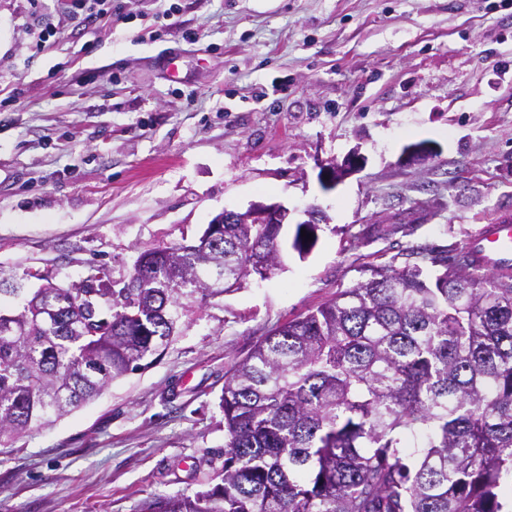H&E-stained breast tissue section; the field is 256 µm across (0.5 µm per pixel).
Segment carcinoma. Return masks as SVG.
<instances>
[{"label": "carcinoma", "instance_id": "cac0c4a2", "mask_svg": "<svg viewBox=\"0 0 512 512\" xmlns=\"http://www.w3.org/2000/svg\"><path fill=\"white\" fill-rule=\"evenodd\" d=\"M281 251L279 225L226 224L141 254L121 288L1 280L0 447L144 368ZM411 254L435 274L378 266L227 370L216 483L141 512H512V272Z\"/></svg>", "mask_w": 512, "mask_h": 512}]
</instances>
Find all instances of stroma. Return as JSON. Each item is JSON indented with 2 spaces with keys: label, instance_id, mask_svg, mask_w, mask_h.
Returning a JSON list of instances; mask_svg holds the SVG:
<instances>
[{
  "label": "stroma",
  "instance_id": "35a3bbf8",
  "mask_svg": "<svg viewBox=\"0 0 512 512\" xmlns=\"http://www.w3.org/2000/svg\"><path fill=\"white\" fill-rule=\"evenodd\" d=\"M119 4L78 22L64 0H0V279L103 269L119 288L142 252L258 201L327 221L307 255L182 317L151 366L0 453V512L206 488L224 374L267 331L512 211V0ZM422 141L436 157L406 165ZM353 151L363 167L324 190L322 164Z\"/></svg>",
  "mask_w": 512,
  "mask_h": 512
}]
</instances>
